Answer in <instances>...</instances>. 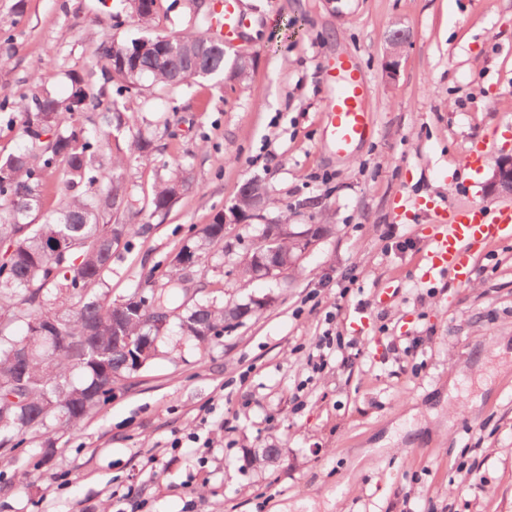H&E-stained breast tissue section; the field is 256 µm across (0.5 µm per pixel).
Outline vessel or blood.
<instances>
[{"mask_svg": "<svg viewBox=\"0 0 512 512\" xmlns=\"http://www.w3.org/2000/svg\"><path fill=\"white\" fill-rule=\"evenodd\" d=\"M326 80L341 86L340 94L327 99L325 112L336 150L345 153L367 139L371 132L369 115L363 105V79L352 61L341 59L327 71ZM497 234L512 235V207L485 204L442 207L439 230L427 252L426 275L448 272L454 274L458 284H465L472 259L471 246Z\"/></svg>", "mask_w": 512, "mask_h": 512, "instance_id": "b4317fda", "label": "vessel or blood"}]
</instances>
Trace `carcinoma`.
I'll return each instance as SVG.
<instances>
[{"label":"carcinoma","instance_id":"cac0c4a2","mask_svg":"<svg viewBox=\"0 0 512 512\" xmlns=\"http://www.w3.org/2000/svg\"><path fill=\"white\" fill-rule=\"evenodd\" d=\"M156 0H125L131 17L147 25ZM216 46L204 56V40ZM224 41L200 33L136 40L129 46L100 48L91 73L72 77V93L60 100L48 94L25 96L12 105L21 118L25 149L0 157V244L15 245L0 253V326L19 325L21 337L0 331V460L10 462L18 439L31 432L46 435L43 461L55 448L47 434L78 426L112 397L113 385L129 379L159 355L158 343L167 335L155 324L177 319L184 343L205 349L229 325L243 322L242 306L226 307L203 295L192 304L188 285L208 264L212 245L224 239V212L197 230L156 276L150 272L138 285V313L109 314L114 301L101 290L112 273L119 243L147 227L130 223L137 216L122 181L125 158L106 154L104 142L112 130L136 124L119 101L123 93L140 89L149 75L163 87L199 77L224 74ZM119 82L117 98L100 121L82 119L81 111L97 109L107 85ZM131 153L149 161L155 140L132 137ZM188 178L180 168L153 190L150 205L164 214L185 190ZM67 197L55 216L38 222L50 187ZM119 213L124 221L105 220ZM288 218L266 224L262 233L281 241V261L288 265ZM185 312L178 313L179 309ZM52 317L44 338L32 332L30 321Z\"/></svg>","mask_w":512,"mask_h":512}]
</instances>
